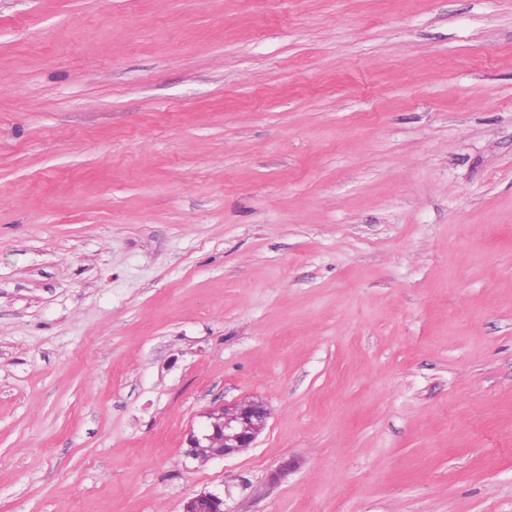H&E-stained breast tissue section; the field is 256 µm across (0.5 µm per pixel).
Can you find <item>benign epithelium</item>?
Returning <instances> with one entry per match:
<instances>
[{
	"label": "benign epithelium",
	"instance_id": "obj_1",
	"mask_svg": "<svg viewBox=\"0 0 512 512\" xmlns=\"http://www.w3.org/2000/svg\"><path fill=\"white\" fill-rule=\"evenodd\" d=\"M224 417L221 439L206 428L201 433H190L185 454L193 457L200 448L209 450V458L220 459L253 446L266 425L268 410L256 399L244 400L219 412ZM183 512H229L224 508V495L218 492H202L189 498Z\"/></svg>",
	"mask_w": 512,
	"mask_h": 512
}]
</instances>
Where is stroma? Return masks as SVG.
Instances as JSON below:
<instances>
[{
	"mask_svg": "<svg viewBox=\"0 0 512 512\" xmlns=\"http://www.w3.org/2000/svg\"><path fill=\"white\" fill-rule=\"evenodd\" d=\"M217 489L512 512V0H0V512ZM222 408L218 413L224 417L221 439L216 440L215 430L210 433L208 426L200 434L192 432L187 438V456L195 457L196 451L200 448L199 459L207 461V451L204 448H208L210 459L224 458L246 448H252L266 425L268 410L265 404L261 400L251 399L241 401L233 407Z\"/></svg>",
	"mask_w": 512,
	"mask_h": 512,
	"instance_id": "35a3bbf8",
	"label": "stroma"
}]
</instances>
